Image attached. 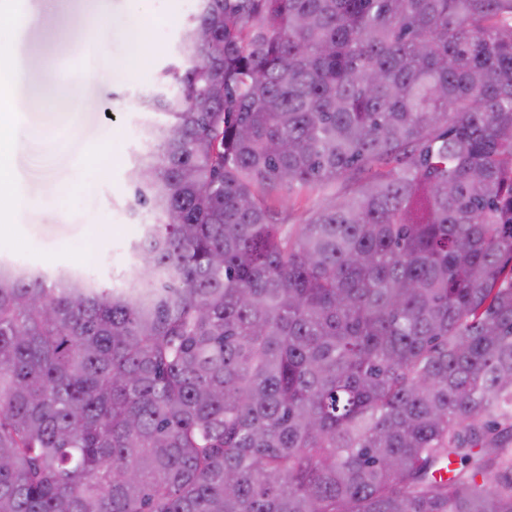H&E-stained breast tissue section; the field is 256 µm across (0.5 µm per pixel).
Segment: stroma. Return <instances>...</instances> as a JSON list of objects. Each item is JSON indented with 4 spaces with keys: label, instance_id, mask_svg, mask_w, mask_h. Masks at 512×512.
Segmentation results:
<instances>
[{
    "label": "stroma",
    "instance_id": "1",
    "mask_svg": "<svg viewBox=\"0 0 512 512\" xmlns=\"http://www.w3.org/2000/svg\"><path fill=\"white\" fill-rule=\"evenodd\" d=\"M197 0H15L22 25L0 17V68L25 95L10 124L49 122L54 136L10 151L18 178L0 219L14 229L0 259L23 252L33 268L89 269L101 285L121 286L135 261L127 172L147 151L156 113L140 98L183 59L182 34ZM66 52H59V45ZM39 59L41 71L28 70ZM71 112L57 115L58 98Z\"/></svg>",
    "mask_w": 512,
    "mask_h": 512
}]
</instances>
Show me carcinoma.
<instances>
[{
    "label": "carcinoma",
    "mask_w": 512,
    "mask_h": 512,
    "mask_svg": "<svg viewBox=\"0 0 512 512\" xmlns=\"http://www.w3.org/2000/svg\"><path fill=\"white\" fill-rule=\"evenodd\" d=\"M507 18L198 0L124 287L0 263V512H512ZM281 194L278 217L286 224H303L307 217L306 210L315 206L319 201L316 192H309L301 203H296L298 200L296 201V193L294 191L288 193V189H285L282 190Z\"/></svg>",
    "instance_id": "obj_1"
}]
</instances>
